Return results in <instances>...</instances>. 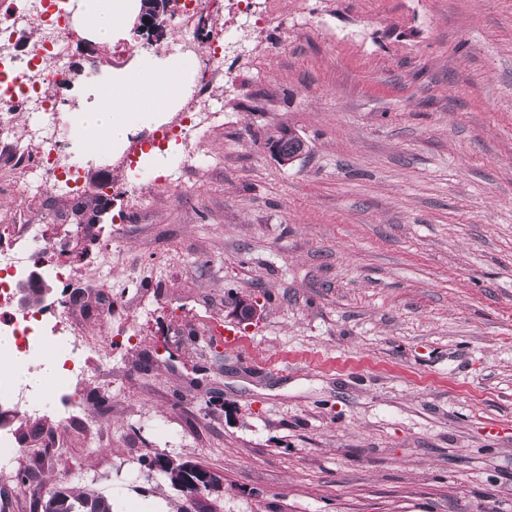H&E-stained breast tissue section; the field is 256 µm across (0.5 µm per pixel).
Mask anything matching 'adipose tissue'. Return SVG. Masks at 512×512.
I'll list each match as a JSON object with an SVG mask.
<instances>
[{
    "label": "adipose tissue",
    "instance_id": "ef3b65f1",
    "mask_svg": "<svg viewBox=\"0 0 512 512\" xmlns=\"http://www.w3.org/2000/svg\"><path fill=\"white\" fill-rule=\"evenodd\" d=\"M137 0H79L81 27L95 39L111 41L123 35ZM184 64L143 57L136 68L102 84L86 85L89 100L77 113V145L86 155L103 147L121 149L139 117L170 112L172 104L187 89Z\"/></svg>",
    "mask_w": 512,
    "mask_h": 512
}]
</instances>
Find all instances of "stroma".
<instances>
[{
	"mask_svg": "<svg viewBox=\"0 0 512 512\" xmlns=\"http://www.w3.org/2000/svg\"><path fill=\"white\" fill-rule=\"evenodd\" d=\"M295 2L212 87L223 122L165 148L205 165L85 161L117 186L103 223L0 166V221L70 268L45 311L112 340L43 417L11 414L33 479L6 512L63 486L114 512H512V0ZM157 454L220 481L176 490Z\"/></svg>",
	"mask_w": 512,
	"mask_h": 512,
	"instance_id": "stroma-1",
	"label": "stroma"
}]
</instances>
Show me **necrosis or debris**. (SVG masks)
<instances>
[{
    "label": "necrosis or debris",
    "mask_w": 512,
    "mask_h": 512,
    "mask_svg": "<svg viewBox=\"0 0 512 512\" xmlns=\"http://www.w3.org/2000/svg\"><path fill=\"white\" fill-rule=\"evenodd\" d=\"M212 0H184L176 23L179 30L169 50L200 57L203 79L195 80L191 95L176 116L156 125L153 136L161 141L191 139L217 116L207 100L206 76L230 77L227 51L239 42L245 29L269 18L268 7L257 0H224L227 20L216 21L206 36L194 33L195 19ZM38 39L31 53L21 56L17 46L30 31ZM77 36L67 0H14L5 22L0 23V66L19 72V79L0 89V147H7L14 161L29 160L22 191L50 187L70 195L88 192L80 162L61 157L58 146L69 133L55 112L56 97L69 91L80 78L97 73L94 66L75 68L70 47ZM25 113L24 134L15 131V116ZM12 244L0 247V335L12 337V347L0 348V362L27 365L32 360H60L69 382L85 378L88 370L80 355L103 357L101 339L89 338L73 315L56 321L40 319L38 313L16 309L14 279L20 278L32 256L42 251V230L37 224H12Z\"/></svg>",
    "instance_id": "1"
}]
</instances>
